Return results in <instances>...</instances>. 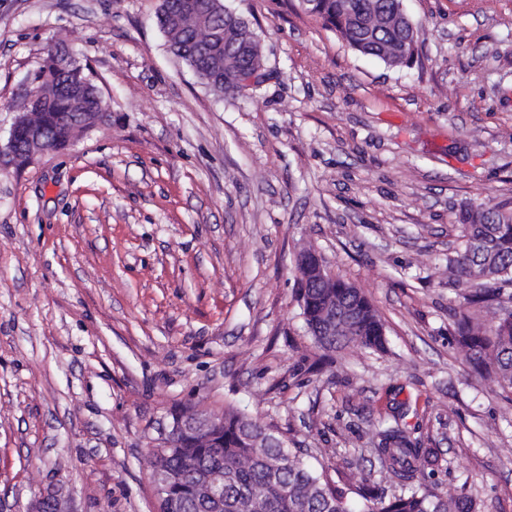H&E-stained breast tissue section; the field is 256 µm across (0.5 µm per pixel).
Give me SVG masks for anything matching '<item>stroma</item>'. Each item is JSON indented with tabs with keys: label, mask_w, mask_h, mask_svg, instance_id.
<instances>
[{
	"label": "stroma",
	"mask_w": 512,
	"mask_h": 512,
	"mask_svg": "<svg viewBox=\"0 0 512 512\" xmlns=\"http://www.w3.org/2000/svg\"><path fill=\"white\" fill-rule=\"evenodd\" d=\"M270 72L218 94L168 49L160 0H0V135L50 48L109 117L0 169V512L64 482L77 512H156L148 457L193 399L278 429L352 512L389 486L393 402L429 488L512 512V401L453 342L492 325L448 260L468 201L512 200V0H403L419 56L352 50L299 0H222ZM311 249L371 300L387 349L317 348Z\"/></svg>",
	"instance_id": "1"
}]
</instances>
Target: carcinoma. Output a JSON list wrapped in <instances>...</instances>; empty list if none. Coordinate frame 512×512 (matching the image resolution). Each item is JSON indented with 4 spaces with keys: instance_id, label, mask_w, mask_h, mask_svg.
<instances>
[{
    "instance_id": "carcinoma-1",
    "label": "carcinoma",
    "mask_w": 512,
    "mask_h": 512,
    "mask_svg": "<svg viewBox=\"0 0 512 512\" xmlns=\"http://www.w3.org/2000/svg\"><path fill=\"white\" fill-rule=\"evenodd\" d=\"M314 12L354 51L400 67L417 54V27L402 0H316ZM224 24L229 45L241 24L239 15L207 17L195 23L204 33L215 22ZM171 49L188 66L206 49L204 40L163 23ZM37 84H93L85 65L75 60L59 73L40 72ZM462 249L450 260L462 284L479 289L470 303L496 299L504 286H512V205L468 203L458 213ZM301 315L314 343L327 352L358 346L372 352L386 350V327L368 297L349 281L336 277V287L321 288L299 278ZM455 340L466 359L491 373L498 384L512 390V309L499 307L496 324L486 328L466 313L455 321ZM403 405L392 408L391 419L376 432L375 451L388 463L399 490L387 495L367 490L362 512H472V503L432 491L421 483L431 464L432 449L420 447L414 430L400 423ZM209 447L192 432L179 435L177 448H163L150 459L151 468L169 470L177 481L162 512H202L194 501L198 478L215 470L224 472V506L211 512H349L343 494L324 472L307 465L300 449L288 448V439L233 408L216 414L208 434ZM269 447L255 448L258 438Z\"/></svg>"
}]
</instances>
